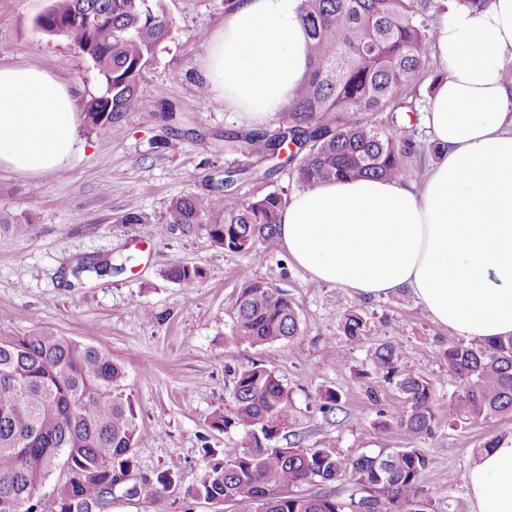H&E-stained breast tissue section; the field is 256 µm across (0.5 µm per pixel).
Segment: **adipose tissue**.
Masks as SVG:
<instances>
[{
  "mask_svg": "<svg viewBox=\"0 0 512 512\" xmlns=\"http://www.w3.org/2000/svg\"><path fill=\"white\" fill-rule=\"evenodd\" d=\"M298 0H239L210 38L213 99L254 120L301 84L307 37ZM435 85L424 123L438 159L411 185L340 179L294 194L278 239L318 281L384 299L410 289L432 319L464 338L512 335V0L454 8L435 29ZM82 149L71 89L46 71L0 67V168L61 173ZM474 512H512V436L467 476Z\"/></svg>",
  "mask_w": 512,
  "mask_h": 512,
  "instance_id": "obj_1",
  "label": "adipose tissue"
}]
</instances>
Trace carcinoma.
I'll return each mask as SVG.
<instances>
[{"label": "carcinoma", "mask_w": 512, "mask_h": 512, "mask_svg": "<svg viewBox=\"0 0 512 512\" xmlns=\"http://www.w3.org/2000/svg\"><path fill=\"white\" fill-rule=\"evenodd\" d=\"M489 0H300L297 11L308 37L309 68L279 126L224 133V150L259 156L289 168L307 189L339 178L373 177L402 183L422 175L426 148L405 116L426 106L419 91L428 77H440L432 60L433 17L455 6L483 10ZM47 34L63 35L88 58L101 83L84 106L91 130L110 131L142 105L138 93L145 69L171 31L163 0H55L36 20ZM223 183L205 180L201 193L174 199L166 225L185 235L205 233L230 252L263 257L276 238L286 202L272 191L237 207L217 209L212 194ZM112 258L83 263L81 272L112 274ZM197 266H177L167 277L190 283ZM232 342L262 346L301 332L292 299L264 282L239 290ZM367 323L354 312L341 319L351 341L366 335ZM448 371L460 381L442 411L431 385L400 364L396 343L371 354L372 368L405 395L407 407L392 421L409 435L432 434L441 417L453 426L512 414V336L448 344ZM123 372L112 354L98 346L40 330L0 339V512H37L35 496L56 470L66 479L57 489L55 512H80L100 498H112L114 474L134 465L137 414L121 388ZM233 416L219 415L217 427L240 426L255 447L210 459L199 485L188 493L212 500L258 502L262 512H427L431 500L420 483L430 459L418 448L382 447L350 464L324 442L318 448L273 444L288 422L291 397L276 372L262 364L234 375ZM352 492L306 494L304 484L330 482L345 467Z\"/></svg>", "instance_id": "obj_1"}]
</instances>
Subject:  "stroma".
Segmentation results:
<instances>
[{"instance_id": "1", "label": "stroma", "mask_w": 512, "mask_h": 512, "mask_svg": "<svg viewBox=\"0 0 512 512\" xmlns=\"http://www.w3.org/2000/svg\"><path fill=\"white\" fill-rule=\"evenodd\" d=\"M51 0H0V66L36 67L76 90L78 102L99 91L90 62L61 35H48L36 19ZM173 29L143 74L144 108L126 113L119 128L80 127L85 149L60 174L31 177L0 170V336H26L40 329L108 350L124 372L139 431L129 485L137 496H117L107 512H224L223 505L188 495L202 480L205 449L248 448L240 427H213L216 416L235 407V369L254 362L273 368L288 387V425L275 440L301 447L333 443L345 461L382 446L421 449L431 460L421 483L435 512H473L467 473L476 451L490 437L512 435V415L448 426L419 439L383 420L405 406L404 395L372 372L370 354L384 342L398 343L403 364L431 383L436 405L458 386L443 352L456 341L433 321L410 289L372 300L349 288L314 280L284 249L268 248L262 262L213 245L203 235L162 230L178 196L202 191L206 176L226 169L250 174L213 194L230 208L271 191L291 198L298 186L287 170L261 178L266 161L224 152V133L250 127L234 108L198 103L204 81L207 34L224 24V0H165ZM182 116L181 125L163 111ZM138 208L146 221L119 218ZM111 257L124 271L102 278L74 276L81 260ZM174 265L201 267L189 284L167 279ZM263 281L286 291L297 306L301 333L288 341L252 347L234 344L232 308L240 288ZM148 317L138 315V308ZM367 321L363 340L344 336L348 312ZM341 396L339 410L320 408L321 392ZM378 392L372 402L368 390ZM172 476L162 486L158 475Z\"/></svg>"}]
</instances>
